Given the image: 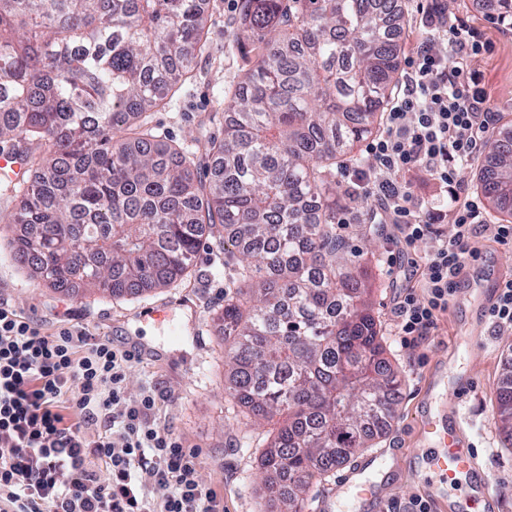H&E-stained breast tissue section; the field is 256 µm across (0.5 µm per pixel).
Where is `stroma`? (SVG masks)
I'll return each instance as SVG.
<instances>
[{"instance_id": "1", "label": "stroma", "mask_w": 512, "mask_h": 512, "mask_svg": "<svg viewBox=\"0 0 512 512\" xmlns=\"http://www.w3.org/2000/svg\"><path fill=\"white\" fill-rule=\"evenodd\" d=\"M241 3L206 0L211 51L197 57L192 78L171 105L152 116L168 140L188 145L202 134L223 135V121H211L210 116L219 90L236 80L243 66L241 54L227 48ZM446 4L449 15L483 32L488 48L472 57L470 66L482 75L488 105L497 113L512 114V34L501 32L475 9L473 0ZM14 206L11 192L0 182V299L46 332L79 323L96 339L133 351L137 361L128 373V393L137 395L149 384L164 392L157 421L196 455L199 476L224 512H275L277 495L263 478L254 449L246 445L247 437L266 438L269 426L263 421L236 424L227 411L224 332L215 314L233 290L236 258L219 237H204L190 277L176 287L121 299L89 295L78 287L60 292L33 280L10 253V238L22 231L7 221ZM337 219L353 260L367 276L386 356L402 380L395 415L375 444L384 461L382 472L372 476L380 493L401 502L425 495L421 418L441 410L443 400L429 385L432 378L450 372L471 383L461 403L469 422L464 446L477 450L498 492L492 512H512V447L506 446L495 413L512 328L492 324L487 309L471 294L472 288L489 283L494 271L512 273V243L500 244L489 232H477L471 242L477 256L468 262L434 336L414 342L400 334L392 310L406 285L404 270H423L422 249L391 243L380 229L365 237L363 225L351 223L348 208H341ZM154 305L165 307L164 320L147 316V308ZM480 324L486 334L472 341L470 334ZM338 486L334 474L312 484L308 494L320 502L321 512H373L374 502L352 503Z\"/></svg>"}]
</instances>
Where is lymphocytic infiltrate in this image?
Masks as SVG:
<instances>
[{"label":"lymphocytic infiltrate","instance_id":"1","mask_svg":"<svg viewBox=\"0 0 512 512\" xmlns=\"http://www.w3.org/2000/svg\"><path fill=\"white\" fill-rule=\"evenodd\" d=\"M417 11L426 36L368 145L367 167L351 180L352 195L374 201L355 212L357 223L392 225L400 242L424 249L422 288L407 287L394 306L402 335L416 341L432 335L475 254L483 206L462 171L497 122L468 66L486 47L483 33L449 16L444 0ZM416 171L439 184L442 199L413 196L406 177ZM134 360L82 325L48 333L0 301V512H220L195 455L156 422L163 393L128 394Z\"/></svg>","mask_w":512,"mask_h":512}]
</instances>
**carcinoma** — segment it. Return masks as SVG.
I'll return each mask as SVG.
<instances>
[{
	"instance_id": "1",
	"label": "carcinoma",
	"mask_w": 512,
	"mask_h": 512,
	"mask_svg": "<svg viewBox=\"0 0 512 512\" xmlns=\"http://www.w3.org/2000/svg\"><path fill=\"white\" fill-rule=\"evenodd\" d=\"M398 0H243L232 47L246 70L224 90V136L198 157L149 121L209 49L201 0H0V142L37 171L10 183L14 259L52 288L114 298L176 286L204 235L238 254L240 287L217 320L234 351L237 416L273 423L258 458L312 482L372 447L401 380L384 357L370 289L336 224V174L367 165L400 81ZM512 219V136L481 172ZM496 414L512 440V376Z\"/></svg>"
}]
</instances>
